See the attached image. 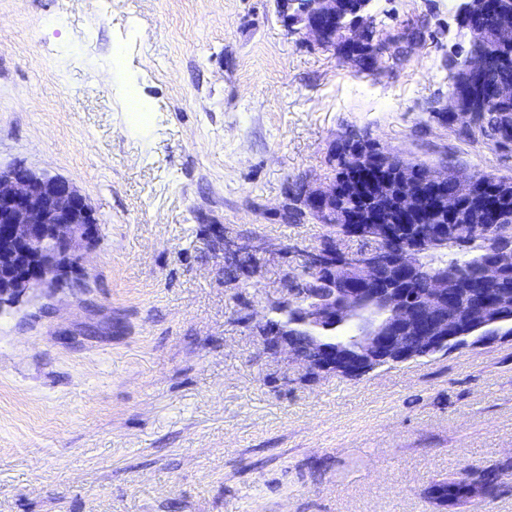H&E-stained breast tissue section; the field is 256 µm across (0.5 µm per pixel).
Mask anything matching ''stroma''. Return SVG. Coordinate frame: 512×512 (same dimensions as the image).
I'll list each match as a JSON object with an SVG mask.
<instances>
[{"instance_id": "obj_1", "label": "stroma", "mask_w": 512, "mask_h": 512, "mask_svg": "<svg viewBox=\"0 0 512 512\" xmlns=\"http://www.w3.org/2000/svg\"><path fill=\"white\" fill-rule=\"evenodd\" d=\"M457 6L373 0L376 29L426 26L368 77L274 0H0V165L100 224L79 283L0 309V512H441L431 482L512 456L511 339L311 378L243 322L320 245L281 205L345 135L512 178V150L429 116ZM214 224L264 245L257 276L230 280Z\"/></svg>"}]
</instances>
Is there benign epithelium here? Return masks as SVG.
I'll list each match as a JSON object with an SVG mask.
<instances>
[{
  "instance_id": "7a95c632",
  "label": "benign epithelium",
  "mask_w": 512,
  "mask_h": 512,
  "mask_svg": "<svg viewBox=\"0 0 512 512\" xmlns=\"http://www.w3.org/2000/svg\"><path fill=\"white\" fill-rule=\"evenodd\" d=\"M278 19L290 35H297L325 50H336L344 39L357 38L373 26L372 0H358L353 15L337 33L324 24L338 15L339 0H278ZM458 63L461 71L481 83L495 71L484 47L512 44V9L499 12L493 27L481 32ZM381 53H348L342 62L377 67ZM451 125L457 130L475 125L474 114L462 111V98L451 92ZM390 154L355 152L352 166L372 171L373 192L395 191L401 224L371 223L346 211L341 223L347 237L373 240L371 250L346 251L336 236L298 253L294 271L284 280L285 294L270 305L256 328L263 349L285 355L303 366L306 375L342 374L358 377L384 365L412 362L421 353L435 355L466 345L512 338V287L506 284L507 263L512 262V232L503 228L506 214L493 213L490 228L466 224L467 205L483 186L477 179L455 180L448 192V169L442 168L419 182L416 167L399 166L394 177L385 174ZM336 181L324 187L307 186L302 198L310 208L306 216L336 223ZM453 220L432 229L419 223L423 209ZM224 248V266L241 267L264 248L230 240L224 227L214 228ZM99 236V223L87 199L67 180L21 163L0 166V310L18 302L27 291L53 285L79 273L81 250ZM451 247L466 248L476 264V276L433 262V255ZM309 278L323 284L322 293L308 297Z\"/></svg>"
}]
</instances>
